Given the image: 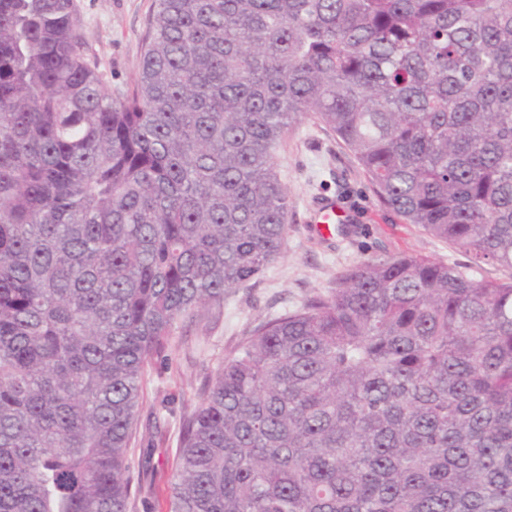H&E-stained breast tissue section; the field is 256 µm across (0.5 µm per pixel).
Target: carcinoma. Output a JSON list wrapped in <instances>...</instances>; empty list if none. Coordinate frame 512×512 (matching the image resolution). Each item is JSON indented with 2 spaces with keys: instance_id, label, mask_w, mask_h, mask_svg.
I'll use <instances>...</instances> for the list:
<instances>
[{
  "instance_id": "1",
  "label": "carcinoma",
  "mask_w": 512,
  "mask_h": 512,
  "mask_svg": "<svg viewBox=\"0 0 512 512\" xmlns=\"http://www.w3.org/2000/svg\"><path fill=\"white\" fill-rule=\"evenodd\" d=\"M313 117L407 224L182 417L168 512H512V0H154L112 94L75 0H0V512H131L143 375L288 237Z\"/></svg>"
}]
</instances>
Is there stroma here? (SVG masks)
<instances>
[{"instance_id":"stroma-1","label":"stroma","mask_w":512,"mask_h":512,"mask_svg":"<svg viewBox=\"0 0 512 512\" xmlns=\"http://www.w3.org/2000/svg\"><path fill=\"white\" fill-rule=\"evenodd\" d=\"M79 33L112 92L132 88L154 0H76ZM288 192V240L284 255L250 287L224 301L208 326H182L165 352L152 359L144 379L143 409L129 456L130 474L141 480L138 512H167L176 474L180 418L214 382L237 344L262 321L325 291L340 269L373 258L417 254L464 266L468 256L418 225L407 224L374 194L354 155L317 120L302 119L274 158ZM339 201L349 224L330 237L312 232V205Z\"/></svg>"}]
</instances>
